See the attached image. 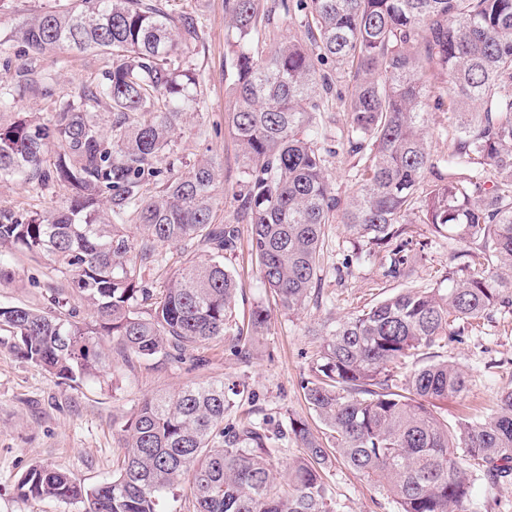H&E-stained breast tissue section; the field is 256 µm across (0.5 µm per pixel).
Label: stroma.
Wrapping results in <instances>:
<instances>
[{
  "instance_id": "stroma-1",
  "label": "stroma",
  "mask_w": 512,
  "mask_h": 512,
  "mask_svg": "<svg viewBox=\"0 0 512 512\" xmlns=\"http://www.w3.org/2000/svg\"><path fill=\"white\" fill-rule=\"evenodd\" d=\"M178 6L205 20L202 40L192 60L205 78L198 115L178 125L172 148L184 162L201 156L216 158L223 180L218 188L222 205L218 217L235 222L237 204L232 187L241 178L236 142L224 122L229 100L224 90L227 29L224 0H177ZM40 69L55 74L58 87L73 90L97 79L104 69L102 57L91 53L57 51L40 58ZM448 95L434 85L427 97L429 114L427 140L433 155L448 150L447 134L455 118L446 105ZM349 118L340 104L322 115L320 145L330 150L329 170L333 187L341 199L357 190L354 178L363 159L349 155L344 141ZM63 198L61 189L49 186L39 192L9 183L0 186V210H52ZM251 227L240 225L242 242L224 258L242 290L235 309L237 321H248L254 306L266 296L258 272L249 256ZM425 249L408 277H383L379 261L371 260L343 268L346 238L341 227L329 226L323 254V302L309 305L301 314H273L270 326L252 345L247 357L231 355L229 346L217 340L187 351L182 361L153 359L134 367L106 370L94 382L71 388L44 368L22 360L10 348L7 332L0 331V512H79L78 506L48 500L25 499L17 490L26 470L35 464H52L64 469L78 482L91 486L112 475L113 463L121 455L115 429L145 396L179 389L192 382L214 379L244 386L236 397L232 416L287 424L289 416H308L300 381L307 372L317 341L310 328L324 317L343 316L387 298L409 287L440 288L448 270V241L433 236L427 225L413 227ZM12 274V282L0 286V305H26L49 309L64 280L44 260L20 252L0 254ZM466 372L469 391L464 398L450 400L449 417H480L492 409L502 387L512 383V312L495 313L482 332L463 336L441 350ZM342 512H396L392 500L343 463H335L327 474Z\"/></svg>"
}]
</instances>
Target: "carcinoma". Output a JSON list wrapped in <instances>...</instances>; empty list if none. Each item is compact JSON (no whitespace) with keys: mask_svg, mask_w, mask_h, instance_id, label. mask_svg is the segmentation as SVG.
Segmentation results:
<instances>
[{"mask_svg":"<svg viewBox=\"0 0 512 512\" xmlns=\"http://www.w3.org/2000/svg\"><path fill=\"white\" fill-rule=\"evenodd\" d=\"M258 2L224 0V119L242 160L232 194L269 293L246 327L234 315L241 288L224 267L239 228L213 220L221 168L206 158L183 174L172 149L201 99L190 61L201 18L171 0H71L0 34V47L22 45L21 61L0 59V112L13 114L0 125V183L67 191L51 211H0V250L45 258L68 284L49 311L0 306L14 353L75 388L103 369L105 337L114 363L179 362L215 339L244 357L270 306L297 315L322 297L335 223L355 256L383 254L391 278L417 262L412 225H428L458 245L448 287L405 288L312 330L319 345L302 390L318 434L301 417L286 428L233 420L224 381L192 383L145 398L120 425L112 479L86 486L33 465L20 496L80 512H161L184 487V512H339L325 481L339 460L397 512H475V482L512 475V384L490 413L450 423L440 405L462 397L468 377L434 349L512 310V0H277L264 13ZM277 8L303 36L263 50ZM55 50L100 54L105 69L60 91L36 66ZM327 61L349 79L340 97L348 153L365 157L344 205L318 146L334 84L320 74ZM433 79L456 115L448 154L437 158L425 135ZM34 87L50 103L45 118L16 111ZM164 245L201 257L156 293L147 277L164 265ZM70 297L89 317L64 304ZM290 438L304 454L281 471L279 445Z\"/></svg>","mask_w":512,"mask_h":512,"instance_id":"obj_1","label":"carcinoma"}]
</instances>
